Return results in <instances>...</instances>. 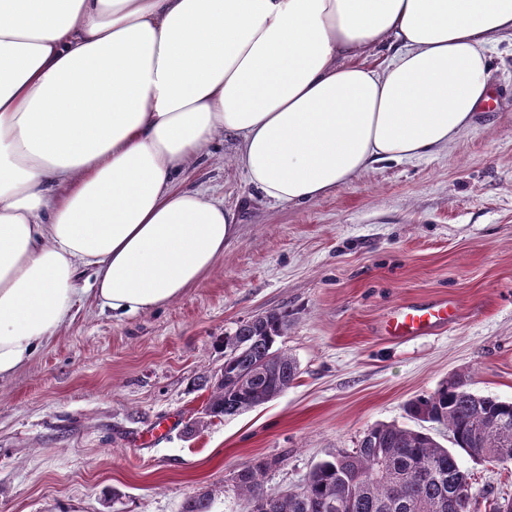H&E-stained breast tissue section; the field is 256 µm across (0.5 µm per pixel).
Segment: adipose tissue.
<instances>
[{
  "label": "adipose tissue",
  "mask_w": 512,
  "mask_h": 512,
  "mask_svg": "<svg viewBox=\"0 0 512 512\" xmlns=\"http://www.w3.org/2000/svg\"><path fill=\"white\" fill-rule=\"evenodd\" d=\"M502 32L512 0H0V379L82 269L122 319L213 268L238 212L178 181L217 133L261 198L311 202L468 128Z\"/></svg>",
  "instance_id": "ef3b65f1"
}]
</instances>
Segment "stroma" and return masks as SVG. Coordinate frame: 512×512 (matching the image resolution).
Here are the masks:
<instances>
[{
    "mask_svg": "<svg viewBox=\"0 0 512 512\" xmlns=\"http://www.w3.org/2000/svg\"><path fill=\"white\" fill-rule=\"evenodd\" d=\"M492 95L435 155L371 165L302 205L254 194L237 144L216 134L184 181L237 208L214 267L170 303L123 320L81 289L74 317L0 380V512H247L234 476L267 459L271 490L297 488L316 463L356 448L379 422L430 433L408 402L464 373L481 395L512 400V36H493ZM441 299L456 318L392 340L386 317ZM288 310L279 341L299 376L242 414L207 418L201 377L224 363L239 322ZM173 428L151 438L159 421ZM479 500H512V462L463 460Z\"/></svg>",
    "mask_w": 512,
    "mask_h": 512,
    "instance_id": "stroma-1",
    "label": "stroma"
}]
</instances>
